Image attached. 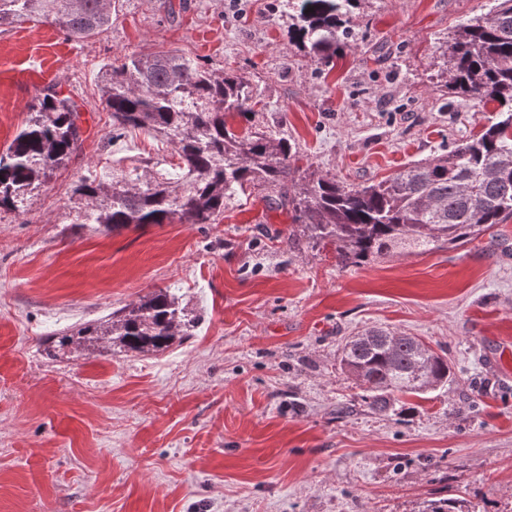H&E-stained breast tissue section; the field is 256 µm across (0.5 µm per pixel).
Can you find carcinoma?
Segmentation results:
<instances>
[{
    "instance_id": "1",
    "label": "carcinoma",
    "mask_w": 512,
    "mask_h": 512,
    "mask_svg": "<svg viewBox=\"0 0 512 512\" xmlns=\"http://www.w3.org/2000/svg\"><path fill=\"white\" fill-rule=\"evenodd\" d=\"M359 0H285L288 36L320 65L355 38ZM34 21L76 38L106 32L112 0H0V25ZM447 86L499 117L477 137L380 180L344 185L330 173L300 172L296 144L259 121L270 103L244 76L218 73L196 60L158 52L104 66L102 100L112 136L142 130L173 147L179 178L147 173L116 183L89 174L72 189L75 223L113 230L129 224H213L247 190L271 210H291L316 245L336 244V263L361 265L405 249L425 253L471 243L512 218V0L458 26L447 41ZM30 118L0 152V211L27 212L34 193L66 168L82 144L79 106L53 87L38 92ZM244 123L237 130L228 118ZM199 317L160 290L73 332L45 342L55 360L75 346L148 354L195 335ZM341 366L363 389L372 411L388 412L397 394L422 395L456 382L448 361L412 337L367 330L348 341Z\"/></svg>"
}]
</instances>
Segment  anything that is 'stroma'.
I'll list each match as a JSON object with an SVG mask.
<instances>
[{
    "label": "stroma",
    "instance_id": "1",
    "mask_svg": "<svg viewBox=\"0 0 512 512\" xmlns=\"http://www.w3.org/2000/svg\"><path fill=\"white\" fill-rule=\"evenodd\" d=\"M490 0H361L328 68L289 40L283 0H119L107 32L0 26V151L47 85L82 107L83 143L25 215L0 213V512H512V219L473 243L336 265L255 193L213 224L72 223L73 183L176 178L173 150L112 139L101 68L171 52L247 76L272 130L344 184L480 135L439 47ZM169 288L200 317L153 354L73 352L59 329ZM422 339L458 382L371 412L340 365L371 327Z\"/></svg>",
    "mask_w": 512,
    "mask_h": 512
}]
</instances>
